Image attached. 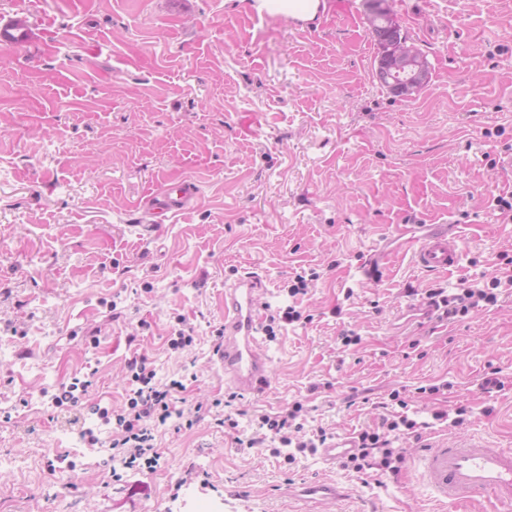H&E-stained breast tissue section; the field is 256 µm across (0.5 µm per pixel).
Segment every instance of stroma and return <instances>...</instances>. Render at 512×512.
Instances as JSON below:
<instances>
[{"label": "stroma", "instance_id": "stroma-1", "mask_svg": "<svg viewBox=\"0 0 512 512\" xmlns=\"http://www.w3.org/2000/svg\"><path fill=\"white\" fill-rule=\"evenodd\" d=\"M321 2L296 24L254 20L240 0H0V19L27 11L35 37L0 43V493L22 497V512H319L295 492L323 480L342 493L328 512H490L434 499L414 459L443 440L512 448V292L452 320L404 311L431 288L486 284L512 258V213L495 203L512 192L500 167L512 0H394L431 68L408 98L374 76L365 0ZM167 179L198 196L157 225L145 201ZM432 224L460 237L452 270L416 264ZM303 270L318 281L287 296ZM244 273L260 279V304H296L302 319L262 342L266 388L238 401L237 428L221 407L178 433L159 427L160 459L142 474L86 444L94 406L126 403L133 356L165 382L193 365L187 401L230 393L212 332L225 283ZM179 314L199 334L173 351ZM349 330L361 341L345 347ZM88 372L86 399L54 407ZM491 375L502 386L488 394ZM296 400L308 426L340 436L398 410L426 428L400 440L395 479L237 446L252 415ZM461 406L462 425L432 418Z\"/></svg>", "mask_w": 512, "mask_h": 512}]
</instances>
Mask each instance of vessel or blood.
<instances>
[{
    "mask_svg": "<svg viewBox=\"0 0 512 512\" xmlns=\"http://www.w3.org/2000/svg\"><path fill=\"white\" fill-rule=\"evenodd\" d=\"M33 32L26 14L0 24V41L26 45ZM192 184L185 180L161 183L151 196V213L167 220L186 210L195 197ZM461 257L458 237L442 229L428 234L415 251L417 264L428 271L455 268ZM259 282L246 274L224 288V338L216 355L224 368V381L237 389L257 392L264 389L270 369L268 356L261 353L260 307L256 295ZM354 447L349 436H340L322 448L324 463L333 464ZM423 482L442 502L464 503L477 497L492 500L495 506L512 507V450L492 449L472 443L425 449L416 458Z\"/></svg>",
    "mask_w": 512,
    "mask_h": 512,
    "instance_id": "vessel-or-blood-1",
    "label": "vessel or blood"
}]
</instances>
